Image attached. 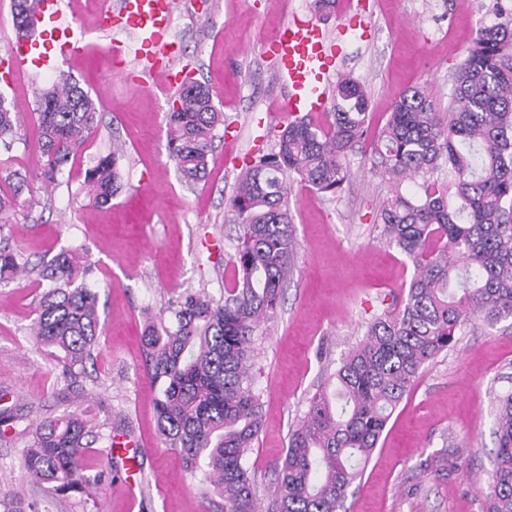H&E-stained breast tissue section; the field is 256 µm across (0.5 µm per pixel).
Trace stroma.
I'll list each match as a JSON object with an SVG mask.
<instances>
[{
    "label": "stroma",
    "instance_id": "35a3bbf8",
    "mask_svg": "<svg viewBox=\"0 0 512 512\" xmlns=\"http://www.w3.org/2000/svg\"><path fill=\"white\" fill-rule=\"evenodd\" d=\"M174 0L168 35L177 70L208 84L224 114L215 130L209 173L186 184L167 153L168 104L175 91L132 79L106 50L119 29L104 33L97 11L64 0V20L82 30L84 49L51 72L30 71L0 81V95L18 112L21 127L11 149L0 147V193L12 195L6 214L13 244L31 262L48 261L79 246L94 265L90 285L99 293L103 334L88 363L98 385L91 395L68 388L61 369L30 339L42 291L34 279L0 285V390L10 405L34 415L84 410L102 434H131L149 453L114 459V473L91 495L62 497L29 484L18 462L13 432L0 435V493L22 492L39 512H131L123 480L139 468L144 512H202L197 481L181 456L162 443L153 391L144 368L145 312H159L185 292L221 300L232 275L239 230L228 201L245 164L269 151L276 130L290 120L286 95L262 53L292 17L317 18L346 57L328 84L361 82L370 101V132L384 124L398 97L421 86L446 110L450 78L479 27L495 21L498 4L512 0H338L316 13L313 0ZM66 74L88 91L102 115L100 127L44 192L34 174L35 89ZM121 143L122 189L110 206L86 196L87 170ZM368 143L349 153L348 178L336 195L294 183L289 201L297 243L295 267L275 316L255 337V386L263 423L248 454L257 494L266 497L273 467L288 437L324 384L327 368L362 339L374 319L400 307L413 267L380 238L379 205L391 185L372 169ZM512 388V323L468 325L457 344L421 370L390 418L360 484L343 512H489L488 480L497 448L492 401ZM447 449L448 465H427Z\"/></svg>",
    "mask_w": 512,
    "mask_h": 512
}]
</instances>
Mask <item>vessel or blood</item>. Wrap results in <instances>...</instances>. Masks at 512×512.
Listing matches in <instances>:
<instances>
[{"label":"vessel or blood","instance_id":"b4317fda","mask_svg":"<svg viewBox=\"0 0 512 512\" xmlns=\"http://www.w3.org/2000/svg\"><path fill=\"white\" fill-rule=\"evenodd\" d=\"M171 18L172 0H120L118 9L102 11L99 26L105 31L119 27L136 37L131 44L111 43L108 51L114 59L134 53L148 62L151 81L174 87L181 74L170 64L173 50L167 36ZM35 21L39 38H16L7 45L15 72L55 69L65 56L81 49L74 28L61 20L59 0H41ZM266 53L274 62L276 83L287 92L289 111L312 116L326 112L325 86L338 50L318 22L289 19L267 42Z\"/></svg>","mask_w":512,"mask_h":512}]
</instances>
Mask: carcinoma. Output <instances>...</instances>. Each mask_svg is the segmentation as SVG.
<instances>
[{
  "instance_id": "cac0c4a2",
  "label": "carcinoma",
  "mask_w": 512,
  "mask_h": 512,
  "mask_svg": "<svg viewBox=\"0 0 512 512\" xmlns=\"http://www.w3.org/2000/svg\"><path fill=\"white\" fill-rule=\"evenodd\" d=\"M36 0H12L16 30L29 32ZM479 28L453 73L448 109L423 87L402 93L371 150L372 166L400 185L420 177L411 195L396 192L377 216L380 236L413 266L402 308L373 321L340 359L274 467L267 512H341L347 490L422 367L452 348L471 322L493 327L512 319V9ZM168 113V155L184 181L204 178L214 129L223 113L210 87L186 80ZM369 100L347 77L336 85L323 125L302 115L275 135V148L246 165L228 202L240 226L231 258L233 281L224 300L186 293L149 318L142 336L144 366L155 388L165 447L179 453L200 484L204 512H261L247 454L261 431V394L254 388V337L278 306L296 253L288 194L295 182L337 193L344 161L366 135ZM40 130L36 178L58 181L97 129L100 112L88 92L65 74L36 92ZM20 122L0 96V143L8 149ZM122 150L89 169L91 202L108 205L121 189ZM448 168V183L434 173ZM0 281L36 272L47 289L31 324L51 349L66 382L86 374L102 335L98 294L89 288L91 262L63 249L30 266L3 235ZM498 446L489 482L493 512H512V389L494 397ZM21 465L34 485L87 492L102 473H85L86 449L100 435L75 409L29 423ZM0 512H39L19 496L0 495Z\"/></svg>"
}]
</instances>
